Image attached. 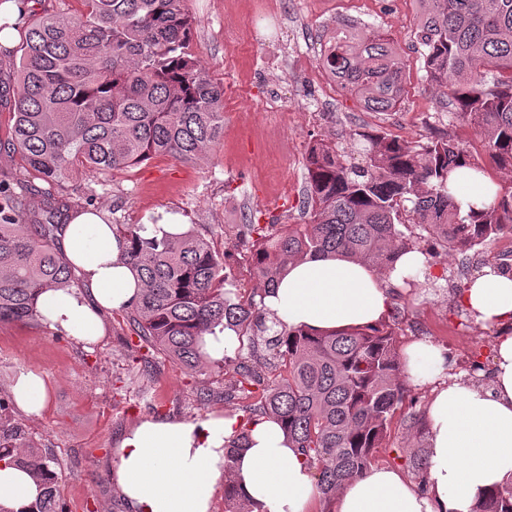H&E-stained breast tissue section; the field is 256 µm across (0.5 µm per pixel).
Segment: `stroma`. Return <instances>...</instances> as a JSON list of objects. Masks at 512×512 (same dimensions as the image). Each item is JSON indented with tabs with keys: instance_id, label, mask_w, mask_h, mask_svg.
I'll use <instances>...</instances> for the list:
<instances>
[{
	"instance_id": "1",
	"label": "stroma",
	"mask_w": 512,
	"mask_h": 512,
	"mask_svg": "<svg viewBox=\"0 0 512 512\" xmlns=\"http://www.w3.org/2000/svg\"><path fill=\"white\" fill-rule=\"evenodd\" d=\"M187 8L196 20L193 51L224 86L221 145L198 164L157 156L107 184L95 172L79 171L73 181L81 195L78 207L93 205L123 224L169 218L212 231L221 241L234 238L248 220L308 223L304 157L315 138L352 153L354 130L376 129L409 142L445 134L485 160L481 138L424 78L413 48L419 0H280L274 15L266 0H187ZM340 19L376 27L399 46L406 71L398 110L368 112L344 91L324 98L308 83L306 70L318 66L321 45ZM498 247V241L488 242L470 258L438 252L431 271L447 277V287L420 285L392 299V310L403 317L401 343L426 340L446 349L449 378H467L472 360L493 363L501 326L475 323L455 291L478 263L495 262ZM102 321L104 337L88 347L38 320L0 324V389L11 391L22 372L36 373L47 384L41 416L17 408L12 415L54 458L65 512H126L111 480L113 450L141 420L243 413L242 401L225 402L221 373L200 376L165 360L140 343L125 312L103 313ZM203 392L208 401H200Z\"/></svg>"
}]
</instances>
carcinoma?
Here are the masks:
<instances>
[{
  "instance_id": "cac0c4a2",
  "label": "carcinoma",
  "mask_w": 512,
  "mask_h": 512,
  "mask_svg": "<svg viewBox=\"0 0 512 512\" xmlns=\"http://www.w3.org/2000/svg\"><path fill=\"white\" fill-rule=\"evenodd\" d=\"M64 18L41 16L24 35L16 69L11 146L24 170L0 173V323L39 317L38 295L69 288L72 267L56 249L59 220L70 208L69 183L80 169L108 182L152 156L195 164L224 135V85L201 68L191 49L194 19L186 0H81ZM416 32L426 79L440 88L455 79L456 117L474 126L489 161L512 173V0H423ZM320 65L369 112H390L404 100L403 56L383 32L336 23ZM361 161L323 141L306 153L307 224H243L233 248H247L262 287L248 296L230 289L228 247L189 229L149 236L144 224H114L128 244L123 261L142 283L128 324L139 341L187 370L232 368L224 399L249 400L246 420L224 444L225 472L246 447L259 418L279 421L305 462L318 470L326 499L376 461L397 410L416 404L398 351V318L328 334L276 328L261 308L291 261L342 254L379 270L419 249L415 225L428 234L422 249L477 251L512 231V190L461 213L449 188L467 167L486 173L455 140L408 142L355 131ZM47 184L38 188L34 181ZM40 195L31 217L28 194ZM231 330L234 356L212 361L204 336ZM403 423L419 436L425 415ZM40 481L29 512H59L53 460L26 438L22 425L0 416V462ZM408 467L427 492V451ZM224 512H251L231 479ZM473 512H512V486L495 490Z\"/></svg>"
}]
</instances>
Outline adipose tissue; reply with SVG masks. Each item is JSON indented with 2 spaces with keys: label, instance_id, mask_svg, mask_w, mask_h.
Wrapping results in <instances>:
<instances>
[{
  "label": "adipose tissue",
  "instance_id": "1",
  "mask_svg": "<svg viewBox=\"0 0 512 512\" xmlns=\"http://www.w3.org/2000/svg\"><path fill=\"white\" fill-rule=\"evenodd\" d=\"M60 245L83 285L44 290L36 307L52 330L90 345L104 334L102 311L132 305L141 292L139 280L120 260L126 243L113 234L105 212L73 213ZM426 272V257L417 250L381 272L338 255L306 259L288 265L263 305L287 331L362 328L382 322L394 289L424 282ZM461 301L476 323H512V270L485 266L468 282ZM405 355L412 382L432 388L429 491L420 493L397 471L373 466L337 492L333 512H472L489 491L512 484V333L497 338L487 389L445 381L448 353L430 342H411ZM237 428L233 417L140 422L114 451V484L127 512H212L215 488L227 476L253 512H310L312 471L282 426L269 418L251 424L248 447L228 467L224 442ZM39 495L28 472L0 462L5 512H27Z\"/></svg>",
  "mask_w": 512,
  "mask_h": 512
}]
</instances>
